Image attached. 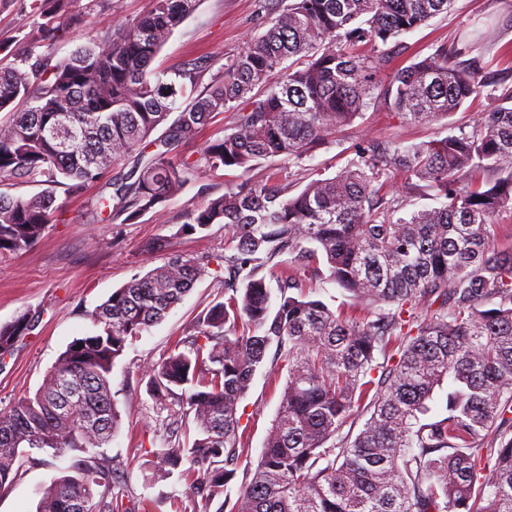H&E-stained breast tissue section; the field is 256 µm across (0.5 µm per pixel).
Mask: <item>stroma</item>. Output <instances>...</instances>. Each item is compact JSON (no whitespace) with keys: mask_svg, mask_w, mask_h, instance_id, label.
Listing matches in <instances>:
<instances>
[{"mask_svg":"<svg viewBox=\"0 0 512 512\" xmlns=\"http://www.w3.org/2000/svg\"><path fill=\"white\" fill-rule=\"evenodd\" d=\"M32 3L0 0L1 66L12 63L15 53L33 43L37 35L42 18ZM260 6L261 0H201L197 10L174 31L154 60V67L171 68L204 57L213 70H220L227 57L236 54L250 38L264 33ZM150 7L151 0H49L48 10L67 29L52 45L51 59H62L77 47L100 40L113 12L132 21ZM487 25L494 29V40L479 55L487 87L469 100L463 111L451 116L449 125L411 123L378 104L337 130L334 138L302 163L275 157L262 160L246 176L234 169L205 172L172 197L162 214L148 212L127 223L119 219L90 222L86 207L95 188H88L79 197L57 191L65 223L52 225L28 251L0 257V324L26 311L39 317L37 328L21 337L0 359V410L34 394L66 346L93 331L91 312L133 275L145 274L175 254L223 256L228 245L223 225L193 231L185 226L187 214L202 205L206 196L220 195L246 177L265 179L272 169L292 184L308 168L331 176L354 159L356 148L368 141L429 142L444 137L446 129L465 126L471 113L493 111L499 84L512 83V0H453L449 12L388 43L387 49L393 67L398 68L432 54L440 45L456 42L463 32ZM223 299L224 273L217 270L196 282L162 322L133 340L112 369L121 422L107 453L123 465L120 480L125 495L151 512H219L222 505L235 504L241 486L250 478L246 469H239L223 498L207 505L192 499L178 477L145 479L144 464L162 447L167 430L139 371L167 356L185 338L197 315ZM287 378V370L281 368L274 354H267L239 404L240 430L250 459L261 453ZM69 464L66 457L54 460L32 452L24 459L15 484L0 493V512H37L43 488L58 469Z\"/></svg>","mask_w":512,"mask_h":512,"instance_id":"35a3bbf8","label":"stroma"}]
</instances>
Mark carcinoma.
Segmentation results:
<instances>
[{
    "instance_id": "carcinoma-1",
    "label": "carcinoma",
    "mask_w": 512,
    "mask_h": 512,
    "mask_svg": "<svg viewBox=\"0 0 512 512\" xmlns=\"http://www.w3.org/2000/svg\"><path fill=\"white\" fill-rule=\"evenodd\" d=\"M36 45L0 67V183L42 179L31 197L0 192V255L34 246L57 221L54 189L90 201L94 221L162 210L201 173L250 172L262 159L299 162L372 105L413 123H439L480 95L467 39L386 76L379 46L448 11L453 0H264L270 27L214 73L198 59L152 63L199 0H153L131 23L51 65L37 48L63 36L55 16ZM460 130L429 143L373 142L330 177L304 186L271 171L192 209L186 226L224 225L225 301L199 313L182 344L142 369L172 432L146 464L178 473L207 505L237 475L244 450L238 405L267 351L288 368L279 412L233 512H512V248L497 242L512 214V87ZM224 135L194 159L180 148L224 112ZM130 161V170L104 180ZM441 204L400 213L392 179ZM272 297L259 271L282 254ZM325 263L366 312L352 318L300 293ZM211 256H177L131 278L91 314L34 395L0 411V491L33 449L71 464L44 487L37 512H139L118 491L121 464L105 448L119 430L112 369L210 274ZM24 312L0 324V352L37 327ZM448 383L445 411L431 414ZM367 402L353 441L339 436Z\"/></svg>"
}]
</instances>
